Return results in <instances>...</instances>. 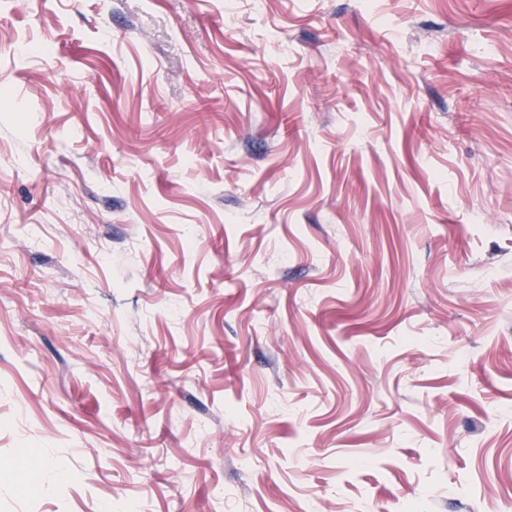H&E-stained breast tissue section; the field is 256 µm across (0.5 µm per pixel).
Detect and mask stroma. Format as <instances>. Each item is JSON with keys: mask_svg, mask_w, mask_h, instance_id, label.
I'll list each match as a JSON object with an SVG mask.
<instances>
[{"mask_svg": "<svg viewBox=\"0 0 512 512\" xmlns=\"http://www.w3.org/2000/svg\"><path fill=\"white\" fill-rule=\"evenodd\" d=\"M1 458L0 512H512V0H0Z\"/></svg>", "mask_w": 512, "mask_h": 512, "instance_id": "obj_1", "label": "stroma"}]
</instances>
